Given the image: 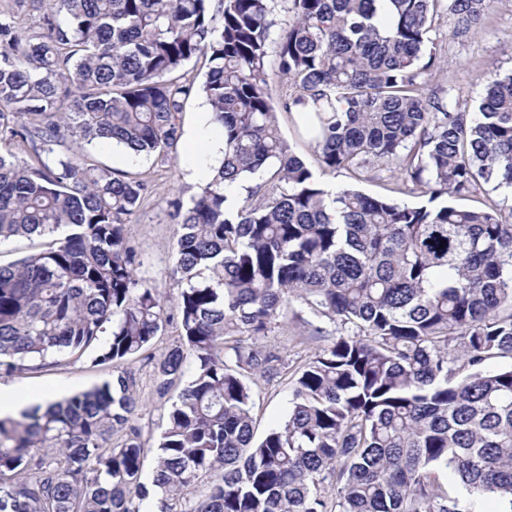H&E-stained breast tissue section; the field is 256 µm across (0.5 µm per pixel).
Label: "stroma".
Wrapping results in <instances>:
<instances>
[{"label": "stroma", "mask_w": 512, "mask_h": 512, "mask_svg": "<svg viewBox=\"0 0 512 512\" xmlns=\"http://www.w3.org/2000/svg\"><path fill=\"white\" fill-rule=\"evenodd\" d=\"M454 18L443 15L431 33L441 58V67L432 72L427 89L445 95L454 90L462 106L475 108L483 97L491 78L512 72V0H497L493 12L482 24L478 37L452 36ZM89 154L103 167L140 174L148 183V195L126 226V233L141 262L140 275L159 292L165 301H172L176 288L172 279V244L176 219L170 202L174 198L189 201L207 181L206 169L211 160L206 156H191L186 143H179L175 160L162 162L155 158L132 156L117 162L116 149L111 145L89 147ZM359 189L369 195H391L414 203L418 195L411 182H405L379 167L365 173ZM177 341L175 326H167L146 351L123 366L96 364L98 346L89 347L81 357L66 358L61 364L15 373L0 378V383L22 390H44L60 386L71 392L112 380L119 371L133 379V390L140 408L135 424L147 449H154L163 429L171 401L156 391L154 366L162 360ZM262 345L275 348L293 370L326 346V336L305 335L299 319H290L287 328H275L262 338ZM289 375L272 381H258L253 417L256 436L282 421L288 414L291 399Z\"/></svg>", "instance_id": "stroma-1"}]
</instances>
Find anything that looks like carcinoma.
I'll return each mask as SVG.
<instances>
[{
  "label": "carcinoma",
  "mask_w": 512,
  "mask_h": 512,
  "mask_svg": "<svg viewBox=\"0 0 512 512\" xmlns=\"http://www.w3.org/2000/svg\"><path fill=\"white\" fill-rule=\"evenodd\" d=\"M274 2L36 0L37 31L0 19V142L23 152L0 154V240L53 236L0 263V375L84 351L109 320L96 364L136 358L172 322L158 394L194 363L149 485L124 372L0 417V512H479L484 498L512 512V365L486 366L512 358V220L492 199L455 204L512 188V74L475 112L424 93L440 6L466 35L494 0H288L271 74ZM198 56L224 158L174 202L168 309L125 233L146 181L85 151L171 160L193 92L178 72ZM276 79L288 112L310 105L297 134L321 169L384 166L426 203L331 192L279 133ZM253 178L227 209L226 189ZM295 303L310 335L323 319L339 335L257 439L253 380L289 364L256 340Z\"/></svg>",
  "instance_id": "carcinoma-1"
}]
</instances>
